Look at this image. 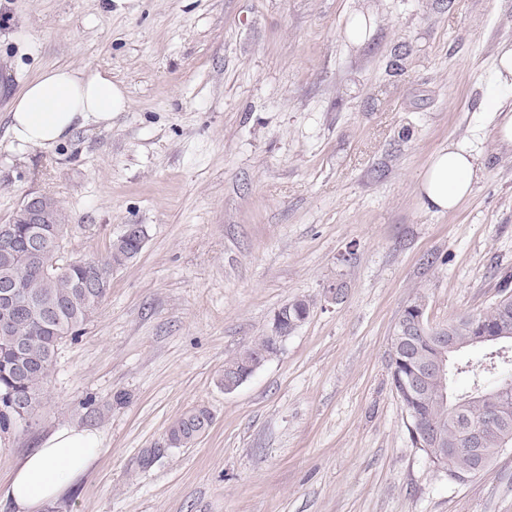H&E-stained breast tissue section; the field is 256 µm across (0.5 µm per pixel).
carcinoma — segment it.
Returning a JSON list of instances; mask_svg holds the SVG:
<instances>
[{"label": "carcinoma", "mask_w": 512, "mask_h": 512, "mask_svg": "<svg viewBox=\"0 0 512 512\" xmlns=\"http://www.w3.org/2000/svg\"><path fill=\"white\" fill-rule=\"evenodd\" d=\"M54 213L51 224H30L24 214L7 225L9 239L0 238V286L17 288L31 308L17 315L10 333L0 335V432L5 433L33 419L42 404L44 385L55 364L60 345L67 339L77 340L83 326L95 315L112 280V273L126 266L142 250L146 235L136 238L116 236L106 255L79 256L64 264H51L61 248L66 226V214L51 197L43 198ZM504 307L492 306L483 312L482 323L473 326L459 316L448 321V333L467 341L474 336H493L502 332L512 335V293L502 289ZM311 303L295 299L275 312L272 322L293 332L309 316ZM279 349L270 335L258 337L234 358L224 362L230 373L253 374ZM435 353L422 339H412L401 360H389L391 384L396 395L402 393V382ZM512 366V354L482 350L476 358L450 364L448 376L464 374L471 381L470 391L443 401L434 385L411 403L406 415L416 413L428 417L444 438H456L458 427L476 420L482 405L477 397L487 395L486 404L494 405L498 397L493 390L500 375ZM20 400L27 418H20L8 409L9 402ZM212 414L206 407H196L177 419L169 428L170 446L179 448L201 435L209 426ZM505 433L496 424L483 426V441L479 453L463 452L443 463L426 453L438 470L457 473L458 482L482 473L503 448Z\"/></svg>", "instance_id": "obj_1"}]
</instances>
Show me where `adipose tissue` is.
I'll use <instances>...</instances> for the list:
<instances>
[{"mask_svg":"<svg viewBox=\"0 0 512 512\" xmlns=\"http://www.w3.org/2000/svg\"><path fill=\"white\" fill-rule=\"evenodd\" d=\"M494 82L498 92L486 99L484 109L496 118L501 143L512 147V113L504 111L499 97L500 92L512 90V48L498 53ZM128 107L123 90L106 74L89 68H51L17 95L7 135L18 149L50 151L78 129L111 127L113 115ZM480 164L481 152L473 142L452 141L436 151L420 182L426 207L439 213L455 211L470 196ZM100 452L96 432L58 429L19 461L0 488V500L10 502L15 512H36L62 497Z\"/></svg>","mask_w":512,"mask_h":512,"instance_id":"adipose-tissue-1","label":"adipose tissue"}]
</instances>
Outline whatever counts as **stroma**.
<instances>
[{
    "instance_id": "stroma-1",
    "label": "stroma",
    "mask_w": 512,
    "mask_h": 512,
    "mask_svg": "<svg viewBox=\"0 0 512 512\" xmlns=\"http://www.w3.org/2000/svg\"><path fill=\"white\" fill-rule=\"evenodd\" d=\"M504 45L512 0H0V224L48 196L65 255L146 231L35 420L0 433V484L78 427L102 451L40 512H512V447L449 482L388 369L408 304L433 324L483 312L512 270V149L483 110ZM63 66L107 72L129 109L51 151L11 146L16 95ZM475 136L470 197L427 209L431 155ZM296 298L308 319L225 392V360ZM200 405L208 429L169 447Z\"/></svg>"
}]
</instances>
